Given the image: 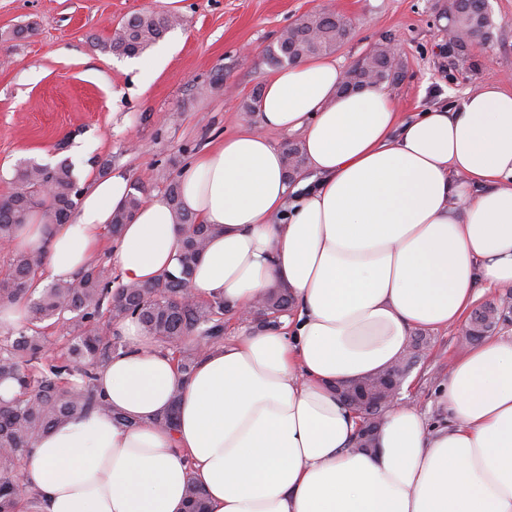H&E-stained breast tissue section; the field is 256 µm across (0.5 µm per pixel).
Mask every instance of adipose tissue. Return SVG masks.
Segmentation results:
<instances>
[{"instance_id": "obj_1", "label": "adipose tissue", "mask_w": 512, "mask_h": 512, "mask_svg": "<svg viewBox=\"0 0 512 512\" xmlns=\"http://www.w3.org/2000/svg\"><path fill=\"white\" fill-rule=\"evenodd\" d=\"M342 77L323 57L280 69L259 130L180 176L183 208L216 228L195 296L242 311L285 288L291 315L214 344L185 375L137 320L113 325L125 348L98 389L129 422L94 413L39 437L23 464L37 512H183L192 482L209 512H512V338L455 361L447 423L391 408L369 453L334 392L397 363L414 329L462 323L478 289L512 288V92L484 84L404 118L383 87L338 93ZM271 130L300 136L313 178L289 185ZM130 192L118 172L92 180L67 223L31 212L10 248L70 279ZM180 237L165 196L144 200L112 252L122 282L176 272ZM171 408L172 431L157 422Z\"/></svg>"}]
</instances>
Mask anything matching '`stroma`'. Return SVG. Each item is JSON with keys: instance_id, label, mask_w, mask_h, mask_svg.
Returning a JSON list of instances; mask_svg holds the SVG:
<instances>
[{"instance_id": "1", "label": "stroma", "mask_w": 512, "mask_h": 512, "mask_svg": "<svg viewBox=\"0 0 512 512\" xmlns=\"http://www.w3.org/2000/svg\"><path fill=\"white\" fill-rule=\"evenodd\" d=\"M444 0H0V197L22 163L67 159L80 187L122 172L144 196L165 193L194 157L256 125L243 105L273 71L265 48L306 14L338 10L352 33L331 58L348 69L375 44L398 43L402 81L390 90L409 115L450 105L485 83L512 91V0H489L481 53L450 46ZM179 19L163 40L129 58L104 51L129 16ZM32 26L27 38L15 29ZM250 57H242V48ZM224 83L210 88L216 71ZM402 400L430 421L437 390L467 346L462 327L422 331Z\"/></svg>"}]
</instances>
